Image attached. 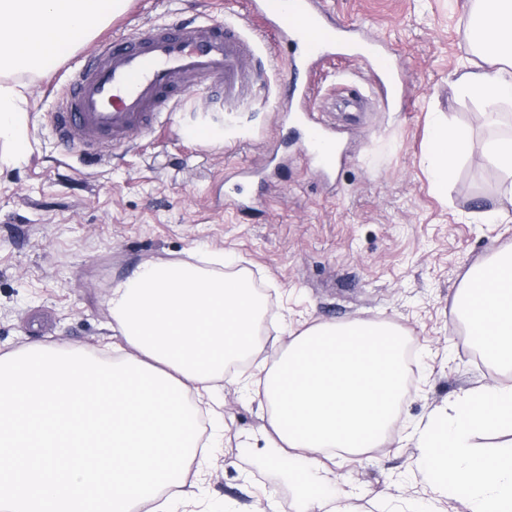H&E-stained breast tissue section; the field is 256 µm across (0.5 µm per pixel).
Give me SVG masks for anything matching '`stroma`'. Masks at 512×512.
I'll return each mask as SVG.
<instances>
[{"label":"stroma","mask_w":512,"mask_h":512,"mask_svg":"<svg viewBox=\"0 0 512 512\" xmlns=\"http://www.w3.org/2000/svg\"><path fill=\"white\" fill-rule=\"evenodd\" d=\"M325 7L336 24L387 44L402 84L400 95L384 96L378 58L336 65L318 84L312 105L340 130L345 152L332 175L308 160L301 126L281 110L293 51L273 37L242 111H221L209 91L191 93L155 133L133 131L97 162L57 139L58 94L102 39L181 17L220 21L228 0H129L97 35H75L45 74L22 77L28 145L15 158L0 144V353L97 352L110 333L112 285L139 265L193 254L223 253L210 272L247 274L265 302L253 352L215 383L222 405L209 422L223 431L186 474L195 496L172 499L173 512H302L294 482L263 462L269 415L253 396L292 332L356 320L396 326L415 352L397 412L409 426L480 386L512 383L476 360L452 308L465 274L512 246V223L473 220L496 203L498 175L462 160L442 194L425 160L435 123L459 127L473 150L512 131V112L487 117L453 84L473 60L464 0ZM272 151L277 169L266 186L239 176V167H265ZM333 470L358 512H470L466 500L432 492L415 441L394 432L361 454L335 456Z\"/></svg>","instance_id":"35a3bbf8"}]
</instances>
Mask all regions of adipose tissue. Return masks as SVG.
<instances>
[{
	"label": "adipose tissue",
	"mask_w": 512,
	"mask_h": 512,
	"mask_svg": "<svg viewBox=\"0 0 512 512\" xmlns=\"http://www.w3.org/2000/svg\"><path fill=\"white\" fill-rule=\"evenodd\" d=\"M469 2L463 39L479 60L457 83L489 109L512 105V0ZM112 7L113 0H0V142L13 154L26 147L27 112L17 84L2 73H31L56 60L73 32L95 33ZM465 146L453 125L434 126L427 161L435 186L447 188ZM477 160L499 173L500 194L512 200V135L487 140ZM454 302L489 362L511 375L512 250L470 270ZM108 304L112 330L132 358L179 380L206 407L225 364L254 347L263 310L244 276L214 275L190 262L138 267L113 286ZM404 346L390 324H316L290 333L258 381L271 427L264 461L287 465L304 512H355L351 491L326 496L334 476L320 456L335 448L360 453L394 429ZM490 427L512 431V386L472 391L412 434L435 493L466 499L470 512H512V447L480 453L471 444Z\"/></svg>",
	"instance_id": "1"
}]
</instances>
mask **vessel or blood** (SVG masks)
Listing matches in <instances>:
<instances>
[{
	"label": "vessel or blood",
	"instance_id": "1",
	"mask_svg": "<svg viewBox=\"0 0 512 512\" xmlns=\"http://www.w3.org/2000/svg\"><path fill=\"white\" fill-rule=\"evenodd\" d=\"M255 31L300 47L284 109L305 114V151L332 170L336 130L311 106L317 66L342 55L335 29L325 23L322 0H246L243 15L224 23L188 18L113 36L64 87L53 116L58 139L100 156L125 143L131 130L154 129L162 113L175 109L200 84L217 87L226 103L242 100L247 90L242 65L259 58L251 37Z\"/></svg>",
	"mask_w": 512,
	"mask_h": 512
}]
</instances>
